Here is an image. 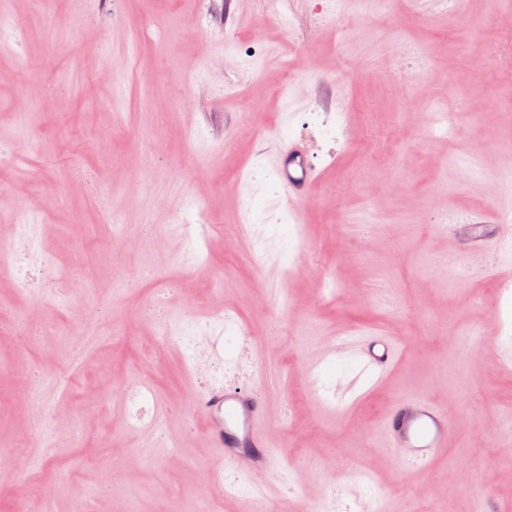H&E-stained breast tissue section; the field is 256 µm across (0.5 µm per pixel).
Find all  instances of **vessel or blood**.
Listing matches in <instances>:
<instances>
[{"instance_id": "1", "label": "vessel or blood", "mask_w": 512, "mask_h": 512, "mask_svg": "<svg viewBox=\"0 0 512 512\" xmlns=\"http://www.w3.org/2000/svg\"><path fill=\"white\" fill-rule=\"evenodd\" d=\"M278 176L290 201L310 197L319 179L307 152L289 145L279 156ZM440 233L458 253L470 259L486 258L498 238L499 227L478 220L470 224H445ZM399 345L377 332L358 343L361 373L382 376L397 361ZM196 407L207 416L208 440L216 457L236 463L253 476L268 474L272 446L259 427L267 418L262 394L246 388L214 387L198 394ZM451 420L447 409L428 397L416 395L394 401L381 421V432L402 468L428 467L448 443Z\"/></svg>"}]
</instances>
